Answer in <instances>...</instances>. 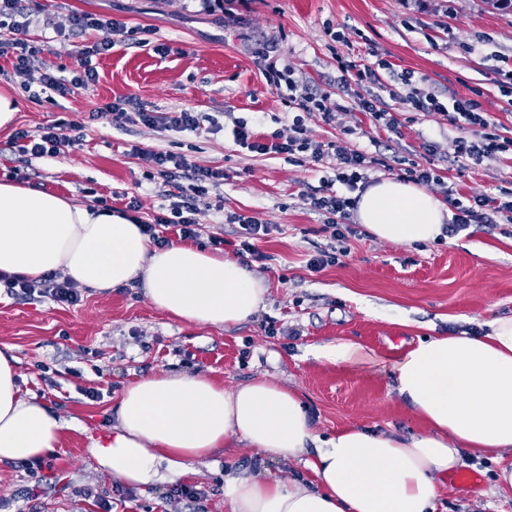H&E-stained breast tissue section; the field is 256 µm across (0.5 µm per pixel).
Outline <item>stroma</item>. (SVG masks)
<instances>
[{
	"label": "stroma",
	"instance_id": "1",
	"mask_svg": "<svg viewBox=\"0 0 512 512\" xmlns=\"http://www.w3.org/2000/svg\"><path fill=\"white\" fill-rule=\"evenodd\" d=\"M42 11L25 35L54 75L72 78L91 65L95 84L64 97L45 89L37 75L16 71L13 30L0 27V90L20 101L15 126L38 133L65 121L81 127L77 142L50 157L21 156L11 133L0 132V179L8 178L76 202L125 209L139 197L140 217L168 213L170 198L138 158V151L171 150L200 168L224 170L223 184L207 197H223V211L201 207L197 242L235 257L239 239L225 221L247 213L279 230L259 244L267 258L249 267L265 278L266 306L246 322L223 329L199 327L157 310L140 283L108 291L82 289V301L64 306L49 299L17 301L0 287V349H10L24 375L25 390L68 421L58 452L32 463L0 465V512H100L88 490L109 493L116 485L98 472L88 454L91 438L112 429V409L121 391L160 370L203 372L231 388L265 378L293 387L309 407L322 435L349 425L411 434L423 421L392 392L394 366L423 336L477 333L484 323L512 316V223L495 230L474 224L446 240L409 246L374 239L365 229L349 235L343 264L320 271L308 261L327 247L323 218L302 196L306 186L334 177L332 163H291L255 155L235 142L236 121L269 135L288 131V92L267 86L264 63L293 68L309 88L339 105L334 123L306 120L310 137L393 160L436 168L443 185L460 200L497 195L512 181V150L474 165L454 162L459 129L436 112H415L405 102L402 72L425 77L441 102L480 90L481 101L512 139V99L502 96L499 73L512 69V12L485 0H252L240 19L202 14L196 0H40ZM72 13L110 16L124 22L111 33L110 52L83 61L81 45L96 31L72 33ZM344 31L338 46L327 27ZM141 30L144 44L131 38ZM268 44V59L258 58ZM164 45L166 54L155 53ZM359 65L388 61L375 85L337 90V57ZM380 96L401 123L399 133L375 127L355 105L357 96ZM134 97L161 112L187 109L218 119L214 134L175 133L157 126L115 125L102 107ZM443 185L431 186L441 195ZM346 341L365 357L338 366L320 359L319 348ZM95 389L98 399L86 398ZM261 450L238 445L217 452L208 466L144 489L124 488L114 512H184L171 498L174 486L207 493L205 512L224 510V470L248 468ZM465 469L480 477L466 489L446 479L436 512H512V495H495L497 463L469 459Z\"/></svg>",
	"mask_w": 512,
	"mask_h": 512
}]
</instances>
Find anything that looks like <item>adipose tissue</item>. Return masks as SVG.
Wrapping results in <instances>:
<instances>
[{"instance_id":"obj_1","label":"adipose tissue","mask_w":512,"mask_h":512,"mask_svg":"<svg viewBox=\"0 0 512 512\" xmlns=\"http://www.w3.org/2000/svg\"><path fill=\"white\" fill-rule=\"evenodd\" d=\"M451 213L425 189L383 178L361 195L357 218L377 239L430 244ZM58 273L111 290L141 281L152 305L198 326L241 323L265 305V280L200 246H152L126 214L0 182V273ZM13 355L0 351V464L57 452L65 420L24 391ZM393 391L421 418L417 434L350 426L322 437L291 387L255 379L225 389L206 374L159 371L128 384L109 435L88 451L112 480L136 488L188 473L193 461L243 444L307 474L224 473L227 512H433L464 457L502 462L498 494H512V316L482 333L427 336L395 367Z\"/></svg>"}]
</instances>
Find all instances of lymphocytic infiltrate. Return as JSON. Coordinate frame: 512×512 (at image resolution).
<instances>
[{
    "instance_id": "1",
    "label": "lymphocytic infiltrate",
    "mask_w": 512,
    "mask_h": 512,
    "mask_svg": "<svg viewBox=\"0 0 512 512\" xmlns=\"http://www.w3.org/2000/svg\"><path fill=\"white\" fill-rule=\"evenodd\" d=\"M23 14L22 0H0V18L11 19L13 30L20 35L19 40L14 43L18 50L16 69L24 72L40 71L44 88L61 96L66 95L69 87L65 79L43 71L42 61L23 40V33L30 27ZM69 23L71 30L74 31L93 29L99 32V39L85 46L83 50L84 55L88 57L109 52L112 48L111 32L123 26L122 21L107 16L77 13L70 16ZM264 77L269 87H285L289 90L288 106L292 108L293 115L288 132L268 137L259 134L242 121L234 131L235 140L240 147L249 152L259 155H280L295 163L308 160L318 164L325 158H333L334 180L307 188L303 196L311 210L323 216L324 230L332 241L331 246L318 250L311 256L310 269L321 270L340 264L343 257L348 254L343 242L352 231L349 218L358 203L354 193L366 183L369 170L385 165L386 160L339 145L329 149L325 144L314 141L307 133V116L319 114L322 121L328 124L336 120L334 108L327 104V95L306 86H298L294 72L290 69L281 71L271 65L265 68ZM403 82L410 87L406 101L412 110L447 113L449 122L459 126L461 135L456 140V158H465L479 164L484 159L512 150V141L497 134L495 120L485 112L480 101L473 98H457L448 106L443 104L434 92L413 86L411 75H404ZM104 111L119 124L159 125L175 132H195L205 125L213 131L219 128L217 119H203L200 113L188 110L155 112L129 97L112 100L105 105ZM70 129V124L64 122L47 125L36 135L21 129L16 131L13 144L17 153L24 156H55L60 154L63 147L74 144L75 138L71 135ZM142 158L153 166L163 185L173 186L178 181L186 179L194 183L196 190L195 195H184L180 200L172 202L170 216L159 215L154 217L151 223L145 224L144 229L153 244L163 248L168 246L175 236L183 240L197 238L200 234L197 197L205 193L207 186L223 181V171L196 167L184 155L169 150L149 151L143 153ZM455 209L451 222L444 227V233L448 236L456 235L474 224L493 226L501 220L511 224L512 188H501L499 195L496 196H472L469 204H456ZM227 221L237 227L238 253L242 259L266 260V253L260 251L258 244L276 232V225L246 214L230 215ZM170 228L175 231L171 237L166 234ZM0 284L5 286L8 294L25 300L35 295L51 298L54 302L64 305H75L81 300L80 293L71 281L58 279L54 274L46 275L37 282L23 276L1 273Z\"/></svg>"
}]
</instances>
